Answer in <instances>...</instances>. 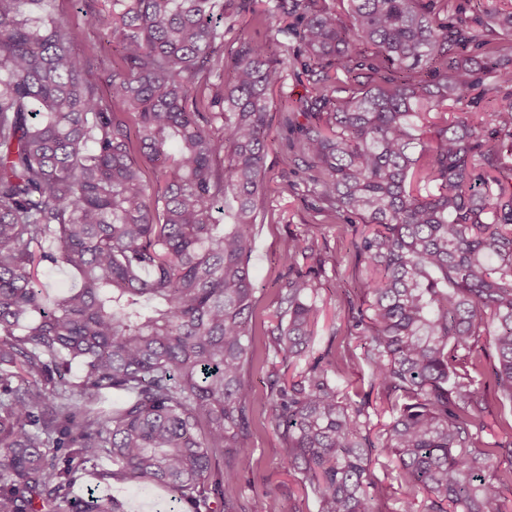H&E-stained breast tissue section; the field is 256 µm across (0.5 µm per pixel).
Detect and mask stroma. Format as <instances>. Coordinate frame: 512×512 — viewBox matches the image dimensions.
I'll return each instance as SVG.
<instances>
[{
	"mask_svg": "<svg viewBox=\"0 0 512 512\" xmlns=\"http://www.w3.org/2000/svg\"><path fill=\"white\" fill-rule=\"evenodd\" d=\"M52 5L57 13L85 30L88 44L96 46L102 57L111 58L112 44L105 24L100 21L101 16L107 15L111 9L109 0H100L99 14L95 17L80 12L77 0H53ZM304 92V84L292 77L287 86L274 88L271 93L270 148L266 158L269 182L264 198L268 215L263 224L258 225L252 244V273L259 298L254 322L259 329L277 311V282L285 272L280 253L290 234L310 232L319 245L335 252L345 251L351 238L350 230L342 224L324 222L313 196L295 195L284 188L282 175L288 167L285 148L288 131L282 122V100L298 98ZM364 275L363 266L357 265L350 257L339 267L326 268L317 300L319 316L312 350L317 354L332 353L340 388L369 392L371 379L367 367L348 356L349 349L358 345L359 338L348 330V314L342 295L343 289L356 288ZM266 341V336L260 332L256 334L253 341L254 363L247 373L253 389V443L248 450L249 465L240 482L227 487L225 493L239 498L246 512H263L265 495L269 492L291 500L301 512H316L315 498L304 486L301 474L283 469V437L268 422L263 411L264 398L270 387V367L265 361ZM92 494L121 500L125 512H186L187 509L186 504L171 502L168 492L151 482L113 480L105 483L93 472L88 473L74 489L78 498Z\"/></svg>",
	"mask_w": 512,
	"mask_h": 512,
	"instance_id": "stroma-1",
	"label": "stroma"
}]
</instances>
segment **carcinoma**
I'll return each instance as SVG.
<instances>
[{"instance_id": "carcinoma-1", "label": "carcinoma", "mask_w": 512, "mask_h": 512, "mask_svg": "<svg viewBox=\"0 0 512 512\" xmlns=\"http://www.w3.org/2000/svg\"><path fill=\"white\" fill-rule=\"evenodd\" d=\"M48 2L0 0V512H124L71 495L101 461L102 479L150 481L192 512L239 481L251 243L290 66L308 91L283 113V178L364 225L351 247L368 275L344 296L391 421L372 437L370 402L311 352L325 266L344 256L291 236L264 329L284 464L317 512H383L375 454L397 462L400 512H503L494 459L512 461V435L484 441L483 398L492 384L512 407V7L112 0L107 64ZM246 14L268 38L226 40ZM41 266L79 287L49 300Z\"/></svg>"}]
</instances>
